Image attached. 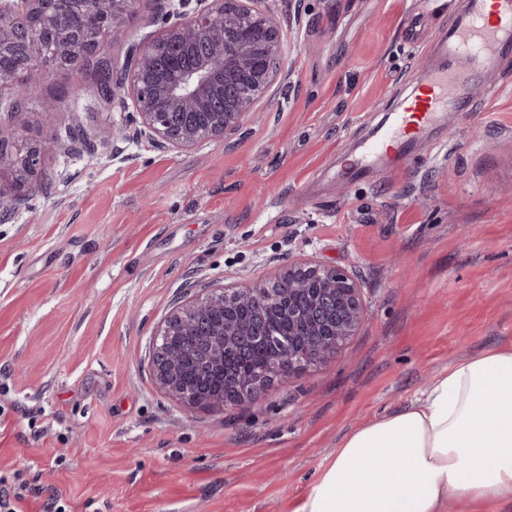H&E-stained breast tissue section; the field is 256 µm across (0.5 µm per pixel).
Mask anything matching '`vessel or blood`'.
I'll return each instance as SVG.
<instances>
[{"mask_svg":"<svg viewBox=\"0 0 512 512\" xmlns=\"http://www.w3.org/2000/svg\"><path fill=\"white\" fill-rule=\"evenodd\" d=\"M443 52L452 59L468 57L482 66L495 64L511 54L512 0H469L466 22L449 43L444 44ZM463 77V71L454 67L428 74L424 92L408 100L360 158L349 163L342 172L343 179L355 180L385 148L402 146L431 125L447 106Z\"/></svg>","mask_w":512,"mask_h":512,"instance_id":"b4317fda","label":"vessel or blood"}]
</instances>
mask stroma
<instances>
[{"instance_id":"1","label":"stroma","mask_w":512,"mask_h":512,"mask_svg":"<svg viewBox=\"0 0 512 512\" xmlns=\"http://www.w3.org/2000/svg\"><path fill=\"white\" fill-rule=\"evenodd\" d=\"M289 76L231 141L162 152L112 138L126 98L81 68L29 77L44 158L0 223V475L22 512H294L356 425L448 365L512 346V55L467 66L446 112L355 183L338 170L441 68L466 0H257ZM167 0H137L113 77ZM361 284L365 321L336 356L254 400L185 408L156 384L154 336L190 289L273 282L300 259Z\"/></svg>"}]
</instances>
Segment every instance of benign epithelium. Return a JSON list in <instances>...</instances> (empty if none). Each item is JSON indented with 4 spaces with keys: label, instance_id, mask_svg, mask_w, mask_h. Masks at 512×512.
Segmentation results:
<instances>
[{
    "label": "benign epithelium",
    "instance_id": "benign-epithelium-1",
    "mask_svg": "<svg viewBox=\"0 0 512 512\" xmlns=\"http://www.w3.org/2000/svg\"><path fill=\"white\" fill-rule=\"evenodd\" d=\"M254 0H178L163 27L135 46L134 65L125 71L120 88L136 112L134 134L160 149L183 150L226 137L245 122L259 119L256 102L282 72V37L272 15L252 6ZM88 21L59 45L58 57L71 67L98 53L101 34L120 41L126 22L136 18L132 0H84ZM59 22L50 0H0V112L18 113L27 88H18L17 70L24 75L46 72L31 24L51 29ZM206 48L189 67L162 78L155 76L159 54L167 46L186 50L201 39ZM127 126L112 136L132 134ZM61 148L53 138L31 144L25 154L9 156L0 148V169L12 171L9 192L0 188V221L9 219L40 171L44 157ZM280 313L300 323L306 338L276 349L271 364L257 374L234 370L229 358H244L267 338L268 315ZM364 319L360 286L346 271L301 260L288 265L271 284L213 289L188 300L168 315L155 338L152 369L157 385L185 406L222 408L258 397L275 378L285 379L333 356L356 335ZM193 352V375L224 373V389L214 394L187 383L185 357Z\"/></svg>",
    "mask_w": 512,
    "mask_h": 512
}]
</instances>
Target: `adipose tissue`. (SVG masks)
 <instances>
[{
  "instance_id": "1",
  "label": "adipose tissue",
  "mask_w": 512,
  "mask_h": 512,
  "mask_svg": "<svg viewBox=\"0 0 512 512\" xmlns=\"http://www.w3.org/2000/svg\"><path fill=\"white\" fill-rule=\"evenodd\" d=\"M451 498L512 503V347L454 363L348 432L294 512H443Z\"/></svg>"
}]
</instances>
